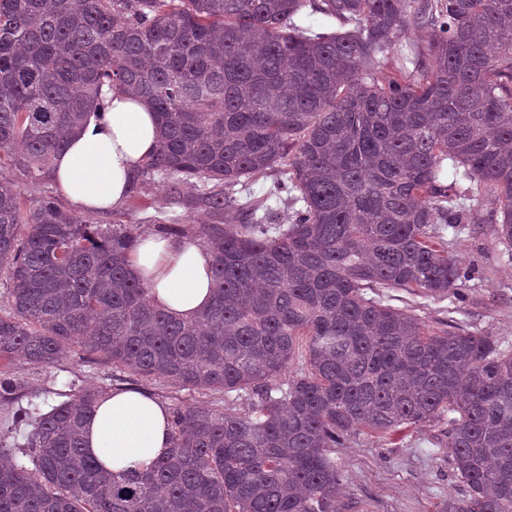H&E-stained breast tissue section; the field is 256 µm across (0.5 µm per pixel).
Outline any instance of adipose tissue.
<instances>
[{
  "instance_id": "1",
  "label": "adipose tissue",
  "mask_w": 512,
  "mask_h": 512,
  "mask_svg": "<svg viewBox=\"0 0 512 512\" xmlns=\"http://www.w3.org/2000/svg\"><path fill=\"white\" fill-rule=\"evenodd\" d=\"M105 107L56 155L52 175L65 197L84 212L120 208L128 178L156 150L160 128L152 107L120 88L104 90ZM147 282L151 303L184 319L199 316L212 297L211 255L191 237H145L130 257ZM84 446L106 470L147 469L171 446L169 410L137 390L102 398L84 428Z\"/></svg>"
}]
</instances>
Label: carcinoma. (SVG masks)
I'll list each match as a JSON object with an SVG mask.
<instances>
[{
  "label": "carcinoma",
  "instance_id": "obj_1",
  "mask_svg": "<svg viewBox=\"0 0 512 512\" xmlns=\"http://www.w3.org/2000/svg\"><path fill=\"white\" fill-rule=\"evenodd\" d=\"M105 85L156 112L128 196L160 178L162 204L206 215L148 229L210 247L213 299L194 320L155 308L129 269L143 225L81 222L50 193L27 209L0 181V401L12 365L76 344L117 380L254 402L174 406L172 448L138 474L83 449L104 391L17 412L0 512H335L329 449L427 422L464 487L445 512H512V349L369 296L467 287L449 248L487 197L512 256V0H0V157L49 179Z\"/></svg>",
  "mask_w": 512,
  "mask_h": 512
}]
</instances>
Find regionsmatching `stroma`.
Listing matches in <instances>:
<instances>
[{
  "instance_id": "stroma-1",
  "label": "stroma",
  "mask_w": 512,
  "mask_h": 512,
  "mask_svg": "<svg viewBox=\"0 0 512 512\" xmlns=\"http://www.w3.org/2000/svg\"><path fill=\"white\" fill-rule=\"evenodd\" d=\"M160 185L147 187L144 194L130 199L119 209L98 213L100 223L122 221L167 223L176 219L195 224L200 214L178 207L159 208ZM492 202L471 211L465 232L453 245L459 262L474 272V278L462 290L461 299H433L418 292L380 288L374 293L382 304L418 315L428 329L438 331L464 325L495 336L512 347V258L504 252L495 227L487 221ZM12 375L22 389L18 399L0 403V428L11 424L18 408L30 404H52L59 394L74 393L91 386L110 392L120 388L112 377V366L105 359L72 348L59 362L47 367L17 364ZM143 388L166 405L192 403L199 406L223 405L246 410V399L209 391L178 390L157 383ZM442 426L423 424L407 431L397 441L365 433H356L334 449L333 457L341 469L344 488L336 512H441L450 497L462 486L451 476L448 450L444 446Z\"/></svg>"
}]
</instances>
